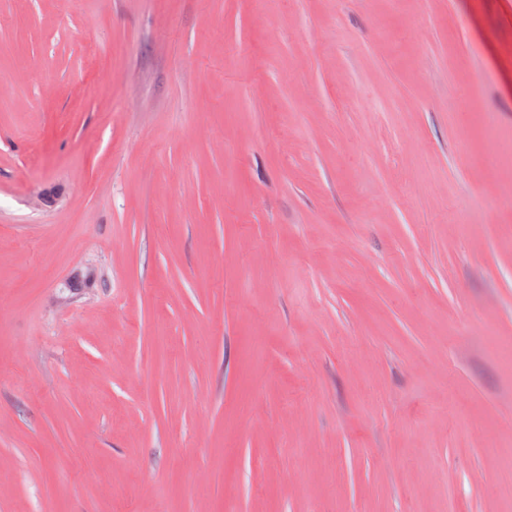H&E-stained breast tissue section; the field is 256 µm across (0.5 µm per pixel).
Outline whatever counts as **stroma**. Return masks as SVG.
I'll return each mask as SVG.
<instances>
[{"instance_id":"obj_1","label":"stroma","mask_w":512,"mask_h":512,"mask_svg":"<svg viewBox=\"0 0 512 512\" xmlns=\"http://www.w3.org/2000/svg\"><path fill=\"white\" fill-rule=\"evenodd\" d=\"M512 0H0V512H512Z\"/></svg>"}]
</instances>
